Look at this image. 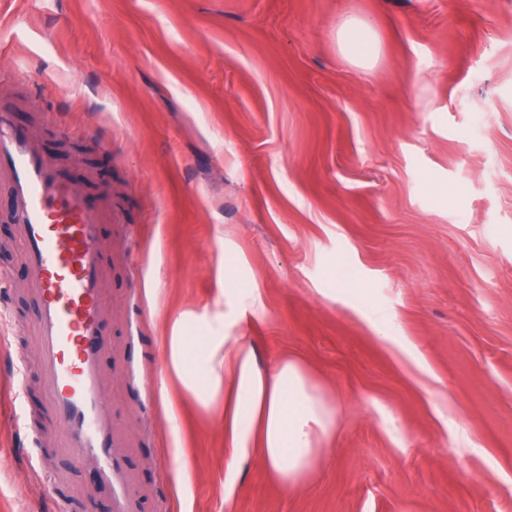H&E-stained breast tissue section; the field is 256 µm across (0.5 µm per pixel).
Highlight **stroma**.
Instances as JSON below:
<instances>
[{"label":"stroma","instance_id":"35a3bbf8","mask_svg":"<svg viewBox=\"0 0 512 512\" xmlns=\"http://www.w3.org/2000/svg\"><path fill=\"white\" fill-rule=\"evenodd\" d=\"M0 106L112 211L102 365L142 512H512V0H0ZM1 243L32 363L14 225ZM228 269L262 316L235 321ZM223 334L343 406L303 488L169 366L170 337ZM11 385L0 366V512H53ZM49 466L111 512L91 467ZM337 41L340 50L361 66H369L378 55L376 43L360 22H346L338 31ZM238 292H241V296L250 301V309L254 316L260 314L263 310V300L261 296L260 288H240V281L232 274L231 270H225L224 272V295L237 297Z\"/></svg>","mask_w":512,"mask_h":512}]
</instances>
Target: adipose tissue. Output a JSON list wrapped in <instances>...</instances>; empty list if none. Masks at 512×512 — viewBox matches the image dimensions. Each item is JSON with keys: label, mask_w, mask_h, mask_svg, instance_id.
Segmentation results:
<instances>
[{"label": "adipose tissue", "mask_w": 512, "mask_h": 512, "mask_svg": "<svg viewBox=\"0 0 512 512\" xmlns=\"http://www.w3.org/2000/svg\"><path fill=\"white\" fill-rule=\"evenodd\" d=\"M337 41L359 65H370L378 55L360 22H346ZM169 344L171 366L187 389L197 390L203 380L223 382L227 447L259 449L285 489H297L313 476L336 439L339 409L299 360L283 358L259 367L255 345L237 336L208 337L205 350L193 356L184 337H170Z\"/></svg>", "instance_id": "1"}]
</instances>
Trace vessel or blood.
I'll use <instances>...</instances> for the list:
<instances>
[{
	"label": "vessel or blood",
	"mask_w": 512,
	"mask_h": 512,
	"mask_svg": "<svg viewBox=\"0 0 512 512\" xmlns=\"http://www.w3.org/2000/svg\"><path fill=\"white\" fill-rule=\"evenodd\" d=\"M0 177L9 185L8 218L23 243L27 286L37 305L38 369L32 377L18 374L19 419L27 421L26 399L38 393L61 450L74 465L95 466L112 512H138L103 388L102 323L109 306L102 282L106 246L98 226L108 211L85 205L82 188L60 174L36 136L17 129L7 107H0ZM31 476L53 493L55 512H69L52 474L36 464Z\"/></svg>",
	"instance_id": "1"
}]
</instances>
